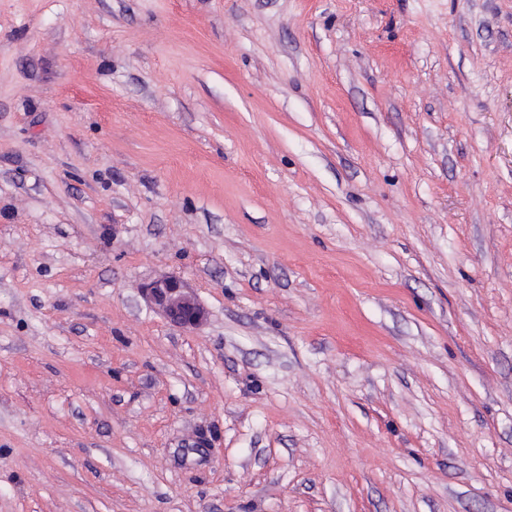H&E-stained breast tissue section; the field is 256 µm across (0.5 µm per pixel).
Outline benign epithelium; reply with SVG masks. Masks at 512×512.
Returning <instances> with one entry per match:
<instances>
[{
    "label": "benign epithelium",
    "instance_id": "1",
    "mask_svg": "<svg viewBox=\"0 0 512 512\" xmlns=\"http://www.w3.org/2000/svg\"><path fill=\"white\" fill-rule=\"evenodd\" d=\"M145 303L172 325L197 330L207 320V310L188 285L178 277L163 276L142 288Z\"/></svg>",
    "mask_w": 512,
    "mask_h": 512
}]
</instances>
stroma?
I'll return each mask as SVG.
<instances>
[{
  "label": "stroma",
  "mask_w": 512,
  "mask_h": 512,
  "mask_svg": "<svg viewBox=\"0 0 512 512\" xmlns=\"http://www.w3.org/2000/svg\"><path fill=\"white\" fill-rule=\"evenodd\" d=\"M0 512H512V0H0ZM145 303L172 325L197 330L207 320V310L188 285L178 277L163 276L141 290Z\"/></svg>",
  "instance_id": "obj_1"
}]
</instances>
